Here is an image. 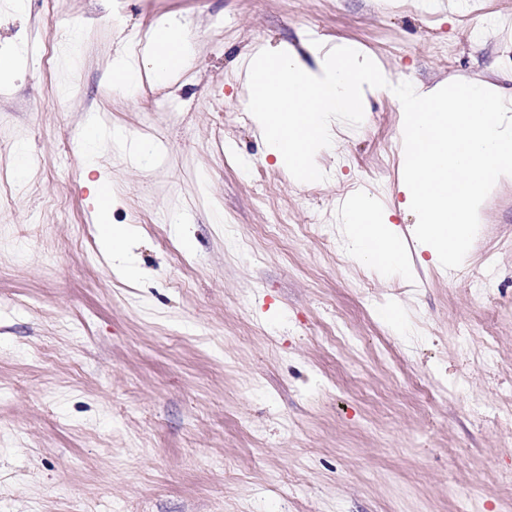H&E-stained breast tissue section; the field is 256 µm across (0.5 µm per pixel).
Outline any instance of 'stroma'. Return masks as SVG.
Segmentation results:
<instances>
[{
  "mask_svg": "<svg viewBox=\"0 0 512 512\" xmlns=\"http://www.w3.org/2000/svg\"><path fill=\"white\" fill-rule=\"evenodd\" d=\"M405 3L0 0V54L20 57L0 83V512H512V180L448 270L414 236L390 94L336 122L311 184L248 111L253 55L311 67L316 41L396 83L479 80L512 105V0ZM171 17L188 66L116 89L114 58L141 62ZM90 122L159 158L134 165L108 139L86 156ZM89 165L117 192L139 279L101 245ZM361 192L402 268L354 255Z\"/></svg>",
  "mask_w": 512,
  "mask_h": 512,
  "instance_id": "1",
  "label": "stroma"
}]
</instances>
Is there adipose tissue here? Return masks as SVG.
Wrapping results in <instances>:
<instances>
[{"label": "adipose tissue", "mask_w": 512, "mask_h": 512, "mask_svg": "<svg viewBox=\"0 0 512 512\" xmlns=\"http://www.w3.org/2000/svg\"><path fill=\"white\" fill-rule=\"evenodd\" d=\"M190 55V41L183 27L173 19L160 23L153 31L151 49L142 64L133 65L118 59L113 73L121 87L134 89L142 76L148 75L158 82H167L182 71ZM89 191L97 200L101 242L111 255L112 264L119 275L136 277L128 251L125 228L112 225V192L106 178L90 181ZM349 234L357 258L381 270L401 267L403 258L399 242L387 226L374 199L358 194L348 215Z\"/></svg>", "instance_id": "1"}]
</instances>
